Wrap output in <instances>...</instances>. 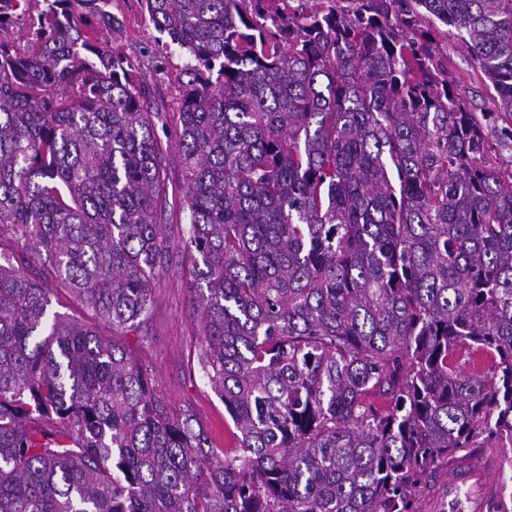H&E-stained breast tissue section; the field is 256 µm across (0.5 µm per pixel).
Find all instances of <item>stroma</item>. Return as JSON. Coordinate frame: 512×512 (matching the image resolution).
I'll return each mask as SVG.
<instances>
[{"instance_id":"35a3bbf8","label":"stroma","mask_w":512,"mask_h":512,"mask_svg":"<svg viewBox=\"0 0 512 512\" xmlns=\"http://www.w3.org/2000/svg\"><path fill=\"white\" fill-rule=\"evenodd\" d=\"M110 9L119 18L121 28L109 36L108 45L132 58L135 77L146 88L145 108L165 114L166 125L158 135L169 151H176L179 112L185 96L182 71L189 56L154 28L141 0H112ZM437 42L440 57L461 98L483 120L491 163L512 173V120L498 112L494 87L456 30L439 32ZM169 175L170 216L165 234L173 250L172 265L155 289V301L143 324L119 332L101 322L97 329L143 366L154 391L172 411H190L213 447L229 448L234 440L224 403L208 380L191 368L202 328L200 314L192 304L191 261L182 251V234L188 219L181 204L184 171L178 159H171Z\"/></svg>"}]
</instances>
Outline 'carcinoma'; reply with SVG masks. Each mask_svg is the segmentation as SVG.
I'll list each match as a JSON object with an SVG mask.
<instances>
[{"label": "carcinoma", "mask_w": 512, "mask_h": 512, "mask_svg": "<svg viewBox=\"0 0 512 512\" xmlns=\"http://www.w3.org/2000/svg\"><path fill=\"white\" fill-rule=\"evenodd\" d=\"M40 2L22 49L0 0V512H416L448 456L512 444V174L421 25L512 117V0H141L192 58L183 249L224 450L52 310L56 282L139 326L170 178L111 0Z\"/></svg>", "instance_id": "obj_1"}]
</instances>
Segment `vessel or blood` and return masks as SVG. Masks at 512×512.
Instances as JSON below:
<instances>
[{"label":"vessel or blood","mask_w":512,"mask_h":512,"mask_svg":"<svg viewBox=\"0 0 512 512\" xmlns=\"http://www.w3.org/2000/svg\"><path fill=\"white\" fill-rule=\"evenodd\" d=\"M439 512H504L496 470L481 457L449 460L438 485Z\"/></svg>","instance_id":"obj_1"}]
</instances>
